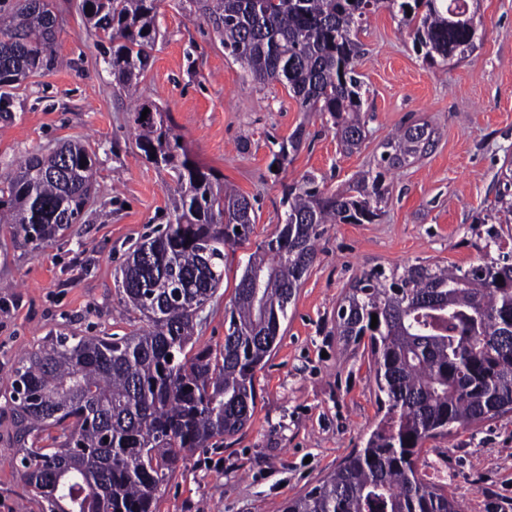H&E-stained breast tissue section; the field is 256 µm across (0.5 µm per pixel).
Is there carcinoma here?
Returning a JSON list of instances; mask_svg holds the SVG:
<instances>
[{
	"mask_svg": "<svg viewBox=\"0 0 512 512\" xmlns=\"http://www.w3.org/2000/svg\"><path fill=\"white\" fill-rule=\"evenodd\" d=\"M116 86L133 95L155 49L157 0H80ZM380 9L401 14L431 66L476 49L469 0H206L224 48L259 83H285L306 112L327 114L348 151L365 138L358 34ZM50 0H0V87L51 61ZM134 105L146 160L175 173L179 199L168 224L138 243L119 285L146 325L129 336L57 334L13 370L22 476L39 512H154L159 488L184 454L242 430L257 399L256 373L277 344L288 306L317 257L325 224L378 216L385 170L416 156L426 128L386 143L379 170L327 193L307 176L288 187L284 223L249 255L235 290L224 344L193 350L196 319L224 278L225 249L244 242L254 204L190 157L164 121ZM298 127L279 164L300 148ZM95 161L81 142L32 153L0 179V223L39 247L79 223ZM503 281H498V278ZM378 324L371 327L372 315ZM337 335L368 340L383 418L364 447L283 512H459L445 485L419 469L426 440L512 413V257L466 270L411 265L372 273L341 301ZM44 440L52 447L41 446Z\"/></svg>",
	"mask_w": 512,
	"mask_h": 512,
	"instance_id": "obj_1",
	"label": "carcinoma"
}]
</instances>
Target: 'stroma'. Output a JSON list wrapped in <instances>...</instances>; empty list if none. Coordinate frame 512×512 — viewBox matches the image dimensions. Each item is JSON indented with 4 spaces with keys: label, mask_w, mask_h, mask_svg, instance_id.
<instances>
[{
    "label": "stroma",
    "mask_w": 512,
    "mask_h": 512,
    "mask_svg": "<svg viewBox=\"0 0 512 512\" xmlns=\"http://www.w3.org/2000/svg\"><path fill=\"white\" fill-rule=\"evenodd\" d=\"M58 65L8 87L0 112V175L20 158L81 141L96 162L95 191L78 224L36 249L0 224V512L27 500L13 429V370L52 332L126 336L142 326L121 309L117 271L144 236L163 229L176 197L167 172L136 145L133 110L120 94L78 0H53ZM478 47L445 66L424 63L397 15L380 10L360 34L365 140L345 152L331 124L301 111L286 85L257 84L224 48L199 0H161L160 35L139 78L141 101L168 113L192 159L256 200L248 241L227 249L224 280L200 314L198 347L224 342L225 309L248 257L284 220L286 186L315 176L336 191L376 170L388 138L425 126V152L386 176L378 217L330 224L288 308L280 340L257 374L254 414L214 448L187 453L155 512H282L333 472L378 420L367 346L343 348L336 311L361 275L411 264L457 266L512 251V224L486 233L512 199V0H478ZM306 138L281 166L279 141ZM430 482L448 486L461 512H512V415L427 440Z\"/></svg>",
    "instance_id": "35a3bbf8"
}]
</instances>
